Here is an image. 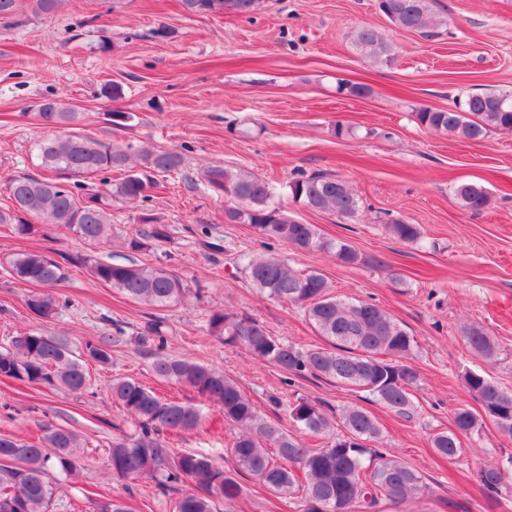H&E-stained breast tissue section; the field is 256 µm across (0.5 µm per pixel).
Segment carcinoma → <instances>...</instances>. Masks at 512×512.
Wrapping results in <instances>:
<instances>
[{
    "mask_svg": "<svg viewBox=\"0 0 512 512\" xmlns=\"http://www.w3.org/2000/svg\"><path fill=\"white\" fill-rule=\"evenodd\" d=\"M24 0H0V19L11 21L20 15ZM65 0H30L31 10L54 17ZM387 18L397 28L425 37L436 35L445 21L435 16L430 0H389ZM189 14L224 13L249 15L258 0H182ZM356 46L370 58L391 62L390 47L374 27L364 26L356 35ZM40 116L50 131L34 143L39 166L54 172L51 177L22 173L9 179L12 204L0 209V224L11 226L19 237L38 231L27 222L32 216L43 224L62 225L88 241L99 243L111 236L112 202H144L155 177L177 171L183 155L176 150L143 149L139 163L130 164L128 148L112 141L98 140L75 132L58 133L52 127L76 118L65 104L43 101ZM417 123L437 134L464 140H480L496 130L512 132V92H467L442 110L421 108L414 112ZM117 169L124 177L117 183L105 174ZM104 174L100 186L87 185L89 174ZM207 186L217 196L231 189L238 205L224 210L231 224H249L263 237L301 252L332 253L347 265L360 261L350 244L323 236L313 224H303L272 203L274 191L268 183L241 168L211 166L204 170ZM293 200L321 212L351 218L359 210L357 194L348 181L324 173H300L287 183ZM460 207L472 214L488 208L491 196L479 182H463L454 188ZM139 229L126 240L128 249L141 251L154 241L168 238L165 224L153 213H144ZM389 234L400 242H415L419 227L403 220L387 223ZM92 277L122 291L131 299L154 307L178 304L189 293L186 281L169 267L158 264L114 263L102 257L80 258ZM5 272L13 278L44 287L27 296L26 306L41 318H51L61 307L51 292L65 278L62 265L43 253L21 251L7 261ZM252 285L270 298L300 307L306 318L329 342L300 350L272 335L256 320L237 318L221 310L212 313L209 325L228 332L247 352L290 374L309 372L333 379L345 386L369 393L372 398L409 417L414 412L411 389L420 376L411 363L413 338L380 307L363 301L342 299L332 292L325 277L315 271L303 273L277 257L248 256L245 261ZM470 351L478 358L492 360L500 354L496 339L481 329H465ZM112 358L108 345L86 342L75 351L65 341L37 330L17 333L0 346V375L31 384L60 385L81 394L88 388L85 361L101 364ZM155 374L186 386L216 405L224 423L237 428L230 448L237 466L258 484L278 495L292 497L294 512H365L384 499L393 504L416 502L422 496V475L388 453L367 447L381 438L373 415L358 406L342 413L346 434L332 437V423L320 403L301 398L291 408L292 419L303 429L330 437L321 448H308L265 420L256 405L224 372L186 358L159 355L153 363ZM464 388L482 406L478 414L466 405L454 412L453 428L432 436L434 451L448 458L462 455L460 436L479 432L491 422L505 437L512 438V391H505L484 373L469 370ZM112 397L128 414L139 420L140 434L112 443L109 470L114 478H146L156 482L162 494L173 485L192 482L175 502V512H217L216 501L229 512L240 495V485L224 473L211 454L203 450L173 452L160 432H188L204 421L200 409L179 401L159 398L133 379L112 382ZM81 435L59 426L42 440L28 442L12 436L0 437V512L3 505L22 498L21 512H51L55 503L53 472L71 476L77 470L76 449ZM507 465L486 464L479 470L483 487L497 493L507 477Z\"/></svg>",
    "mask_w": 512,
    "mask_h": 512,
    "instance_id": "cac0c4a2",
    "label": "carcinoma"
}]
</instances>
